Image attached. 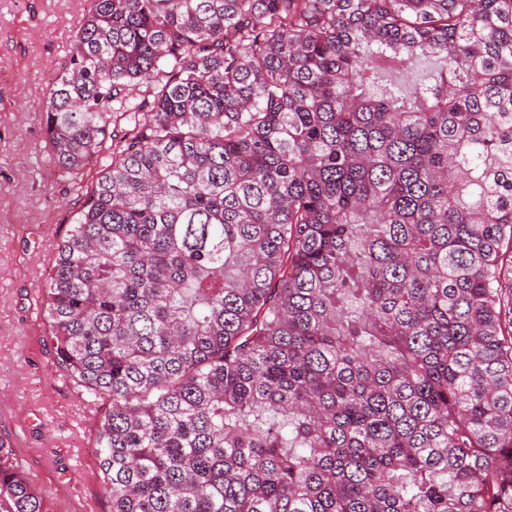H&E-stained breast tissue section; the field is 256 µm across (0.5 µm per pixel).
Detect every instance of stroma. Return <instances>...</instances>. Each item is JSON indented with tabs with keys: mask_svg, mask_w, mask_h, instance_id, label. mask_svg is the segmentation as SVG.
<instances>
[{
	"mask_svg": "<svg viewBox=\"0 0 512 512\" xmlns=\"http://www.w3.org/2000/svg\"><path fill=\"white\" fill-rule=\"evenodd\" d=\"M89 0H0V439L47 512H110L97 429L106 408L56 365L45 289L70 214L96 179L60 175L43 113Z\"/></svg>",
	"mask_w": 512,
	"mask_h": 512,
	"instance_id": "1",
	"label": "stroma"
}]
</instances>
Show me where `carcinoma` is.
<instances>
[{"instance_id":"cac0c4a2","label":"carcinoma","mask_w":512,"mask_h":512,"mask_svg":"<svg viewBox=\"0 0 512 512\" xmlns=\"http://www.w3.org/2000/svg\"><path fill=\"white\" fill-rule=\"evenodd\" d=\"M44 129L111 512H512V0H90Z\"/></svg>"}]
</instances>
